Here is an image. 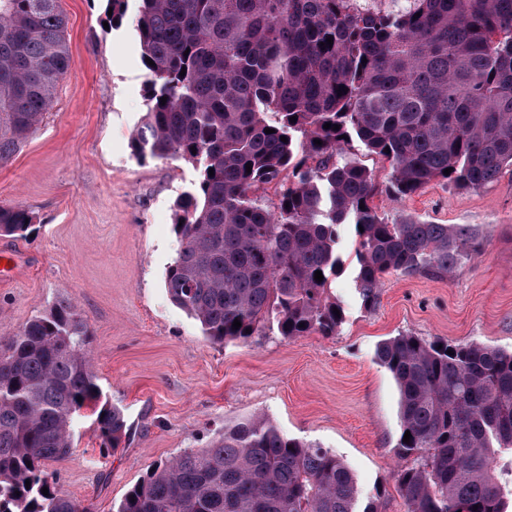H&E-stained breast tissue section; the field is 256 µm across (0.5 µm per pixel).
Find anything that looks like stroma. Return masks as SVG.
Instances as JSON below:
<instances>
[{
	"label": "stroma",
	"mask_w": 512,
	"mask_h": 512,
	"mask_svg": "<svg viewBox=\"0 0 512 512\" xmlns=\"http://www.w3.org/2000/svg\"><path fill=\"white\" fill-rule=\"evenodd\" d=\"M59 4L74 65L36 134L0 167V205L35 217L27 237L0 236V253L14 259L0 275V338L57 300L74 301L91 327L88 353L103 396L129 426L119 448L106 451L92 408H82L72 455L52 466L59 490L88 512H113L160 461L208 447L224 426L261 414L341 457L378 512H407L396 472L413 460L397 455L399 392L375 351L400 334L512 350V171L479 190L434 181L399 197L387 191L388 162L351 138L346 150L372 171L388 222L475 225L479 253L448 276L386 275L370 309L355 283L354 227L341 225L336 335L288 339L268 330L213 343L164 288L178 247L173 205L200 172L182 160H138L131 147L146 112L132 22L138 0L109 30L106 0Z\"/></svg>",
	"instance_id": "obj_1"
}]
</instances>
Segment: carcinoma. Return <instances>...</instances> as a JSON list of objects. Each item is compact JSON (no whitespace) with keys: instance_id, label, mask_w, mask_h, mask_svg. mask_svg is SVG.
I'll return each mask as SVG.
<instances>
[{"instance_id":"cac0c4a2","label":"carcinoma","mask_w":512,"mask_h":512,"mask_svg":"<svg viewBox=\"0 0 512 512\" xmlns=\"http://www.w3.org/2000/svg\"><path fill=\"white\" fill-rule=\"evenodd\" d=\"M138 2L141 57L154 65H145L133 152L200 169L196 191L175 203L178 249L165 286L212 342L267 328L288 339L336 335L330 277L342 224L354 225L356 287L368 307L386 274L444 276L478 251L471 224L385 221L379 187L347 155L345 137L389 162L397 196L437 180L477 190L512 168V0ZM107 6L110 27L120 26L126 0ZM66 27L58 0H0V165L39 129L74 64ZM269 184L278 186L271 207L258 195ZM32 223L28 210L0 206V236L25 237ZM90 337L81 310L61 300L0 341V512H87L59 491L48 464L72 454L75 417L89 402L100 404L105 444L116 449L127 433L123 410L97 384ZM376 358L411 434L399 454L419 461L397 473L407 512H505L512 352L402 334ZM116 512L377 506L362 504L332 450L254 417L156 465Z\"/></svg>"}]
</instances>
